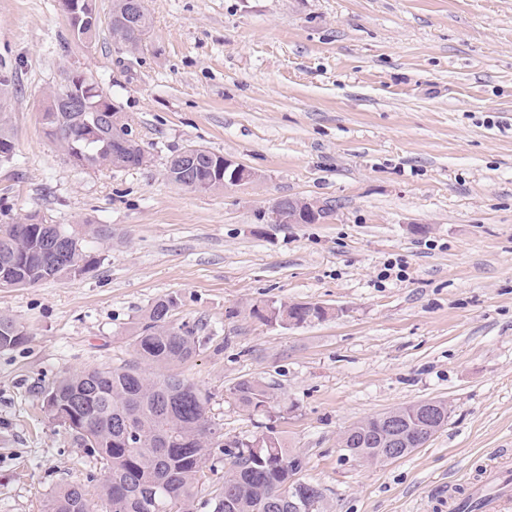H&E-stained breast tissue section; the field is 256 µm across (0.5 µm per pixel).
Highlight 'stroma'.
Wrapping results in <instances>:
<instances>
[{
  "label": "stroma",
  "mask_w": 512,
  "mask_h": 512,
  "mask_svg": "<svg viewBox=\"0 0 512 512\" xmlns=\"http://www.w3.org/2000/svg\"><path fill=\"white\" fill-rule=\"evenodd\" d=\"M142 49L108 27L88 45L61 0H0V76L14 150L0 224L112 227L87 273L0 288L27 341L0 350V512H44L59 487L97 498L107 470L44 404L60 376L135 359L128 329L160 297L193 328L177 371L225 441L273 428L328 512H440L489 465L512 463V0H146ZM97 81L149 161L73 165L41 124L64 73ZM202 146L255 181L170 182ZM281 198L331 202L321 224H271ZM403 277L379 281L384 263ZM314 303L327 319L265 321ZM257 378L271 412L232 388ZM448 401L425 447L378 464L339 446L353 423Z\"/></svg>",
  "instance_id": "35a3bbf8"
}]
</instances>
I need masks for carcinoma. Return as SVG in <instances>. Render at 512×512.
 <instances>
[{
    "mask_svg": "<svg viewBox=\"0 0 512 512\" xmlns=\"http://www.w3.org/2000/svg\"><path fill=\"white\" fill-rule=\"evenodd\" d=\"M69 23L74 39L80 30L99 31L102 20L95 0H71ZM121 0H112L107 25L115 42L140 43L151 27L149 13L128 18L120 14ZM65 95L76 101V112L49 108L42 113L48 137L66 157L81 167L109 166L135 169L147 162L143 149L131 153L112 143V126L103 120L101 106L112 100L89 77L58 84L48 99ZM219 154L191 166L179 151L170 156L166 175L182 187L205 184L220 189L214 176ZM73 237L63 248L52 245L63 235ZM112 239L109 224H84L77 231L63 224L0 225V285L32 286L69 278L90 271L95 260L89 245ZM176 300L156 299L130 334L137 362L122 367L84 369L58 378L46 390L44 403L60 423L70 429L88 453L108 469L109 479L98 499L100 512H198V497L210 460L221 453L231 461L222 486L211 492L207 503L213 512H290L288 499L303 503L304 512H326V495L316 484L290 486L292 475L304 468V459L286 448L273 431L265 432L261 444L255 438L224 442L222 427L207 414V397L174 368L196 353L192 331L172 324ZM274 319L287 315L300 321L318 319L317 307L301 312L270 306ZM27 333L14 319L0 316V349H12L26 341ZM163 367L168 373L153 378L142 365ZM238 402L254 413L270 409L269 387L258 379H244L233 388ZM394 420L410 450L429 435L426 420L410 407L396 409ZM384 415L359 421L344 431L351 457L363 460L382 452L380 437ZM45 512H94L80 484H69L52 493Z\"/></svg>",
    "mask_w": 512,
    "mask_h": 512,
    "instance_id": "obj_1",
    "label": "carcinoma"
}]
</instances>
